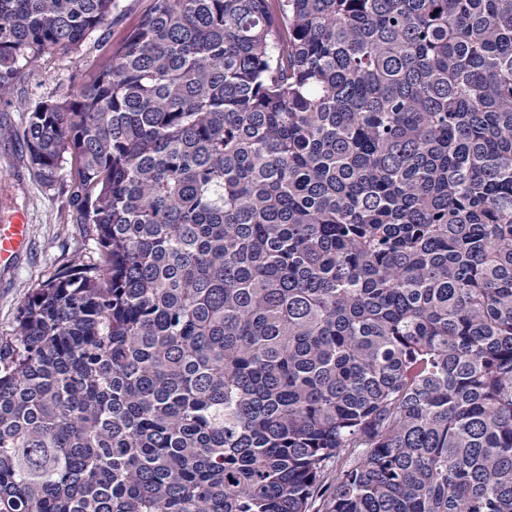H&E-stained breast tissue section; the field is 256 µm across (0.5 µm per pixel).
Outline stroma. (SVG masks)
Masks as SVG:
<instances>
[{
	"instance_id": "1",
	"label": "stroma",
	"mask_w": 512,
	"mask_h": 512,
	"mask_svg": "<svg viewBox=\"0 0 512 512\" xmlns=\"http://www.w3.org/2000/svg\"><path fill=\"white\" fill-rule=\"evenodd\" d=\"M99 62L94 42H86L80 53L47 54L40 68L21 71L14 96L37 102L62 95L74 86L75 76L90 72ZM25 211L31 225L26 253L9 269H0V333L16 324L26 298L49 279L73 253L96 257L98 245L87 225L76 223L59 191L45 188L33 175L26 144L18 134L0 138V219Z\"/></svg>"
}]
</instances>
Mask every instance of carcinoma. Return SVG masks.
Listing matches in <instances>:
<instances>
[{
    "mask_svg": "<svg viewBox=\"0 0 512 512\" xmlns=\"http://www.w3.org/2000/svg\"><path fill=\"white\" fill-rule=\"evenodd\" d=\"M0 0L73 255L0 336V512H512V0ZM116 7H112V41L119 40L123 33L134 25L142 11L146 8L148 0H115ZM99 62L94 39L87 41L78 55L54 51L45 56L40 68L22 70L15 81V99L37 102L62 95L76 86L80 74L93 70ZM77 76L75 83L73 77Z\"/></svg>",
    "mask_w": 512,
    "mask_h": 512,
    "instance_id": "carcinoma-1",
    "label": "carcinoma"
}]
</instances>
